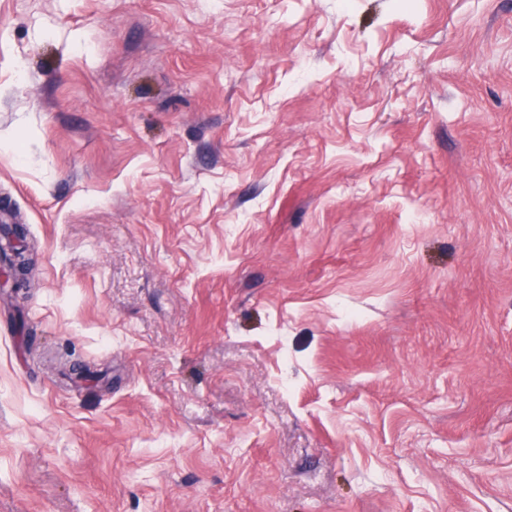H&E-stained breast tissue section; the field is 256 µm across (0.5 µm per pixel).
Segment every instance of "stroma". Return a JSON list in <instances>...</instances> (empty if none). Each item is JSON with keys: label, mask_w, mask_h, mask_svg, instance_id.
Masks as SVG:
<instances>
[{"label": "stroma", "mask_w": 512, "mask_h": 512, "mask_svg": "<svg viewBox=\"0 0 512 512\" xmlns=\"http://www.w3.org/2000/svg\"><path fill=\"white\" fill-rule=\"evenodd\" d=\"M0 512H512V0H0Z\"/></svg>", "instance_id": "1"}]
</instances>
